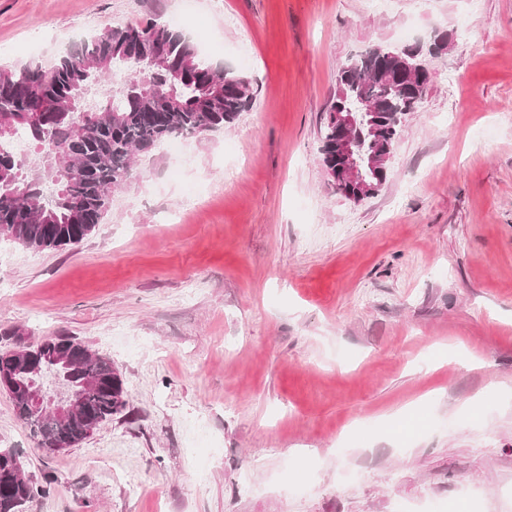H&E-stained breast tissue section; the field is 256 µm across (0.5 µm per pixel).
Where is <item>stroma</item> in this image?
<instances>
[{"mask_svg": "<svg viewBox=\"0 0 512 512\" xmlns=\"http://www.w3.org/2000/svg\"><path fill=\"white\" fill-rule=\"evenodd\" d=\"M147 19L254 103L142 154L80 244L0 241V351L70 336L125 392L49 454L0 389V448L48 487L27 512H512V0H0V64ZM378 46L433 79L354 201L319 130ZM427 405L426 399L420 400L386 415L383 421L397 436L413 435L417 425L422 421Z\"/></svg>", "mask_w": 512, "mask_h": 512, "instance_id": "stroma-1", "label": "stroma"}]
</instances>
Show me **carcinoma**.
I'll use <instances>...</instances> for the list:
<instances>
[{
	"mask_svg": "<svg viewBox=\"0 0 512 512\" xmlns=\"http://www.w3.org/2000/svg\"><path fill=\"white\" fill-rule=\"evenodd\" d=\"M409 58L399 51H369L336 75V94L320 128V154L336 189L345 197L355 189L336 178V144L342 132L334 114L376 107L378 129L366 116L349 131L353 155L390 153L406 120L425 95L431 74H405ZM124 66L134 77L106 104L91 111L81 104L88 85ZM254 102L250 81L230 68L201 57L194 39L150 20L111 28L81 40L49 68L39 63L0 67V236L35 251L59 249L89 237L104 220L112 188L134 175V159L168 138L219 130ZM23 132L46 158L54 184L44 198L40 178L25 174L24 160L4 149ZM27 359L0 352V378L21 369L37 378L61 371L69 387L88 377L97 386L85 392L79 409L63 421L35 415L24 388L10 397L19 419L40 448H71L124 406L122 381L109 359L93 355L70 337L47 339ZM13 448H0V512H24L45 493L23 476Z\"/></svg>",
	"mask_w": 512,
	"mask_h": 512,
	"instance_id": "cac0c4a2",
	"label": "carcinoma"
}]
</instances>
